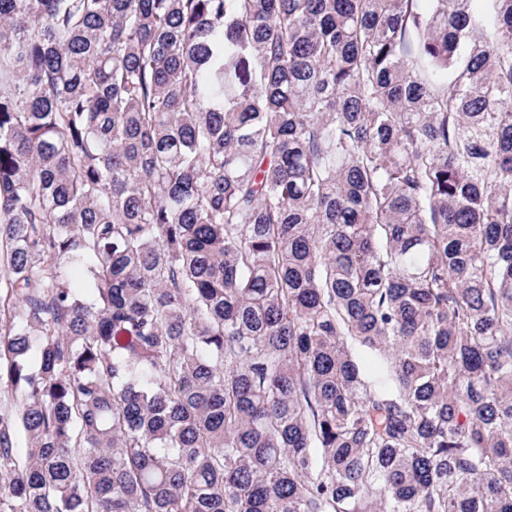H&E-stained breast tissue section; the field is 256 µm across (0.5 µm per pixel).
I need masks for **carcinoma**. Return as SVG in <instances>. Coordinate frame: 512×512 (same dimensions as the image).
Returning a JSON list of instances; mask_svg holds the SVG:
<instances>
[{"label": "carcinoma", "instance_id": "1", "mask_svg": "<svg viewBox=\"0 0 512 512\" xmlns=\"http://www.w3.org/2000/svg\"><path fill=\"white\" fill-rule=\"evenodd\" d=\"M0 0V512H512V0Z\"/></svg>", "mask_w": 512, "mask_h": 512}]
</instances>
